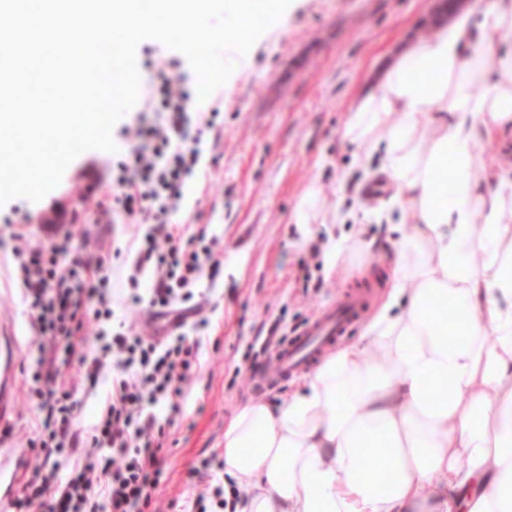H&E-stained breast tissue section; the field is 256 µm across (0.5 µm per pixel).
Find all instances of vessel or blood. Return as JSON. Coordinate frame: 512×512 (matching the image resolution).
Returning a JSON list of instances; mask_svg holds the SVG:
<instances>
[{
    "instance_id": "vessel-or-blood-1",
    "label": "vessel or blood",
    "mask_w": 512,
    "mask_h": 512,
    "mask_svg": "<svg viewBox=\"0 0 512 512\" xmlns=\"http://www.w3.org/2000/svg\"><path fill=\"white\" fill-rule=\"evenodd\" d=\"M367 298L363 293L341 295L318 312L278 346L271 366L262 368L264 381L280 380L302 372L363 316Z\"/></svg>"
}]
</instances>
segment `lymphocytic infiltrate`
Segmentation results:
<instances>
[{
  "instance_id": "1",
  "label": "lymphocytic infiltrate",
  "mask_w": 512,
  "mask_h": 512,
  "mask_svg": "<svg viewBox=\"0 0 512 512\" xmlns=\"http://www.w3.org/2000/svg\"><path fill=\"white\" fill-rule=\"evenodd\" d=\"M146 86L142 110L122 127L126 150L112 164V189L87 208L96 220L144 227L124 315H114L102 254L75 246L77 222L55 225L46 246L30 244L22 227L13 229L19 281L38 338L28 391L45 412L35 425L43 454L13 499L14 512H231L242 495L217 483L165 509L153 499L165 474L163 450L201 367L199 333L207 322H189L187 304L204 281L214 280L220 260L217 238L171 220L214 120L192 113L178 52H163ZM146 274L152 284L143 294ZM74 362L82 385L63 386L59 368ZM107 372L112 393L102 414L89 431L78 432L76 392L92 391ZM78 452L83 464L61 475L63 459Z\"/></svg>"
}]
</instances>
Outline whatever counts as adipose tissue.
<instances>
[{
  "label": "adipose tissue",
  "instance_id": "1",
  "mask_svg": "<svg viewBox=\"0 0 512 512\" xmlns=\"http://www.w3.org/2000/svg\"><path fill=\"white\" fill-rule=\"evenodd\" d=\"M504 28L512 0H485L403 48L354 106L347 136L382 135L413 218L391 260L405 307L305 389L233 417L224 471L243 512H512V180L489 184L474 151L512 129Z\"/></svg>",
  "mask_w": 512,
  "mask_h": 512
}]
</instances>
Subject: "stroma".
Listing matches in <instances>:
<instances>
[{"mask_svg": "<svg viewBox=\"0 0 512 512\" xmlns=\"http://www.w3.org/2000/svg\"><path fill=\"white\" fill-rule=\"evenodd\" d=\"M440 0H292L281 19L239 59V67L204 101L219 110L224 130L203 156L173 221L200 223L218 238L223 269L211 301L202 367L191 386L166 453L169 479L157 497L168 501L201 491L189 470L224 451V426L248 401L280 402L293 388L286 381L253 390L254 361L248 346L267 336L273 322L302 325L343 291H379L387 282L394 243L408 231L407 217L392 202L393 186L369 157V143L346 136L358 96L376 90V75L420 30ZM111 153L92 150L66 169L42 200L17 197L0 214L27 213L32 244H48L43 215L69 221L71 196L108 190ZM382 190L367 196L373 183ZM320 192L309 223L293 215L308 186ZM11 228L0 223V398L9 409L0 419V481L17 491L36 451L26 447L41 417L23 390L36 366L37 343L21 300ZM345 238L341 254L332 241Z\"/></svg>", "mask_w": 512, "mask_h": 512, "instance_id": "obj_1", "label": "stroma"}]
</instances>
